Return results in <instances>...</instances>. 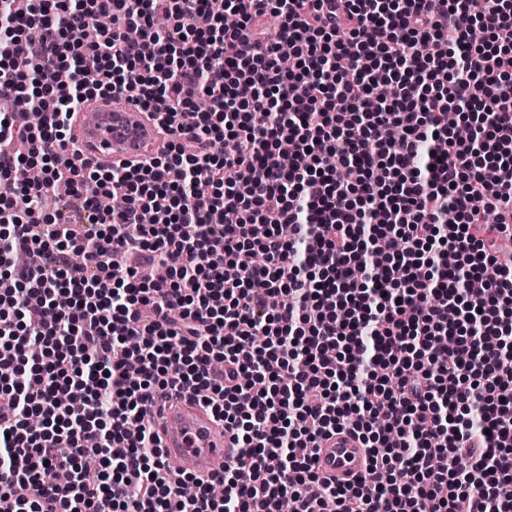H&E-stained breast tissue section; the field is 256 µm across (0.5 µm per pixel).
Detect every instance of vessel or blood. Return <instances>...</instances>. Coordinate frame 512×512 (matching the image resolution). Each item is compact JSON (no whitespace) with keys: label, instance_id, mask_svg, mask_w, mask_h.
Listing matches in <instances>:
<instances>
[{"label":"vessel or blood","instance_id":"1","mask_svg":"<svg viewBox=\"0 0 512 512\" xmlns=\"http://www.w3.org/2000/svg\"><path fill=\"white\" fill-rule=\"evenodd\" d=\"M172 140V134L148 112L127 96L112 94L86 99L75 109L67 145L91 165L109 168L162 155ZM150 413L161 435L162 456L179 472L200 476L206 466L231 458L236 446L233 432L219 427L194 400L174 405L156 402ZM315 466L322 477L347 484L366 472V451L353 434L343 431L319 441Z\"/></svg>","mask_w":512,"mask_h":512}]
</instances>
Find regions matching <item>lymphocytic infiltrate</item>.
I'll use <instances>...</instances> for the list:
<instances>
[{"instance_id": "1", "label": "lymphocytic infiltrate", "mask_w": 512, "mask_h": 512, "mask_svg": "<svg viewBox=\"0 0 512 512\" xmlns=\"http://www.w3.org/2000/svg\"><path fill=\"white\" fill-rule=\"evenodd\" d=\"M112 93L166 153L67 152ZM0 97V512H512V0H0ZM172 396L231 465L168 472L147 406ZM344 428L370 475L335 487L310 449Z\"/></svg>"}]
</instances>
